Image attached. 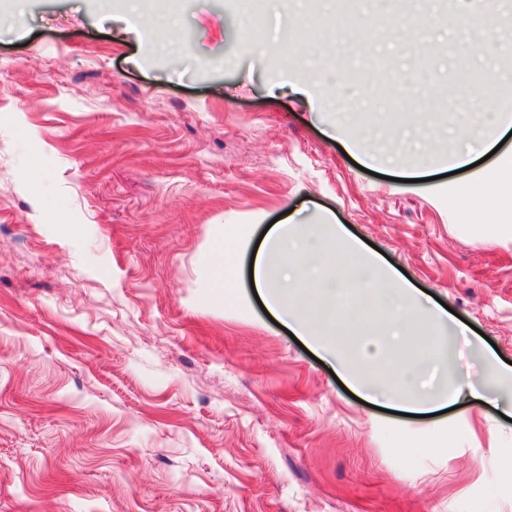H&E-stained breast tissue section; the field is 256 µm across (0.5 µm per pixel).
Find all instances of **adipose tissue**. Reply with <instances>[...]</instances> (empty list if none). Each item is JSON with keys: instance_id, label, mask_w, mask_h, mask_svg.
<instances>
[{"instance_id": "1", "label": "adipose tissue", "mask_w": 512, "mask_h": 512, "mask_svg": "<svg viewBox=\"0 0 512 512\" xmlns=\"http://www.w3.org/2000/svg\"><path fill=\"white\" fill-rule=\"evenodd\" d=\"M484 180L481 174L474 178L475 188L460 199L459 209L492 210L498 214L502 225H511L512 177L501 176L499 191L494 195L481 191ZM265 239L266 247L257 250L252 268L254 286L266 310L293 333L306 338L316 350L334 358L338 369L349 372L351 358L337 353L329 338L316 331L312 319L320 317L328 329H335L337 304L342 303L354 289L369 285V273L379 268V260L364 255L361 246L347 240L343 228L337 225L324 235L310 237L305 234L301 224L290 221L272 225ZM275 253L282 257L286 269V282L278 287L272 285L270 277V258ZM294 283L312 286L321 296L320 302L306 306L301 316L290 309V286ZM398 290V296L387 295L380 299L381 304L392 313L385 343H404L407 336L421 326L431 331L447 325L448 314L444 309L424 306L410 285H399ZM501 373V367L494 363L488 364L478 375L463 373L455 387L437 397L423 393L424 382L414 365L397 369L395 378L385 387H373L356 376H352L350 382L366 395L375 394L396 404L402 402L401 389H418V397L406 405L410 412L425 414L466 399L475 402L484 400L486 392Z\"/></svg>"}]
</instances>
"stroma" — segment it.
Listing matches in <instances>:
<instances>
[{"instance_id": "1", "label": "stroma", "mask_w": 512, "mask_h": 512, "mask_svg": "<svg viewBox=\"0 0 512 512\" xmlns=\"http://www.w3.org/2000/svg\"><path fill=\"white\" fill-rule=\"evenodd\" d=\"M250 10L0 5V512H512L511 375L431 417L362 404L242 250L343 225L468 325L442 385L512 361V227L457 209L475 169L403 179L486 126L496 53L457 0H262L246 35Z\"/></svg>"}]
</instances>
